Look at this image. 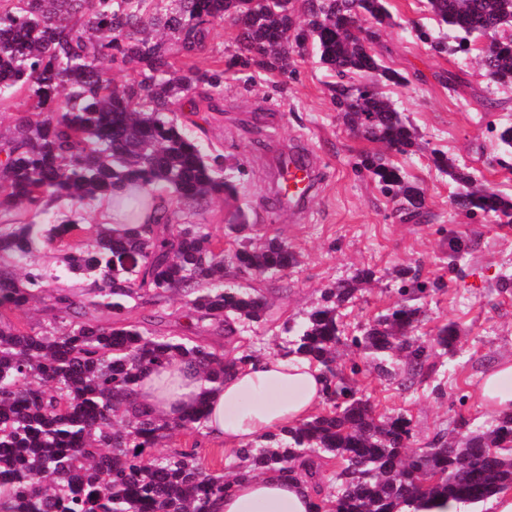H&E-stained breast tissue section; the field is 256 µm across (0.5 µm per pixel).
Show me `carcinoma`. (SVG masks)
Returning a JSON list of instances; mask_svg holds the SVG:
<instances>
[{"label":"carcinoma","instance_id":"obj_1","mask_svg":"<svg viewBox=\"0 0 512 512\" xmlns=\"http://www.w3.org/2000/svg\"><path fill=\"white\" fill-rule=\"evenodd\" d=\"M387 0H306L297 23L293 0H0V102L27 93L30 104L14 119L0 150V212L51 204L83 207L121 184L136 188L118 206L128 221L150 205L147 195L167 193L160 222L115 230L97 225L94 243L69 251L61 264L29 262L41 243L82 230L80 216L60 224L34 220L0 224V512H211L232 490L224 475L207 470L194 453L155 456L152 449L175 431L204 423V403L167 420L133 406L129 397L146 371L175 360L193 362L214 386L224 382V355L202 339L164 336L128 320L131 299L180 295L195 326L207 321H262L266 297L224 285V261L246 273H280L297 258L288 245L249 238L224 256L199 224L176 222L177 209L235 191L239 168L224 171V155L189 138L177 112L191 88L220 94L224 70L177 74L171 58L204 50L215 24L238 27L234 65L261 64L292 72L296 49L312 41L337 81L332 101L344 123L388 150L408 153L415 130L378 91L405 78L382 65L370 41L347 28L352 18L389 24ZM438 35L417 26L414 37L438 54L470 52V37L488 36L478 57L483 75L512 85V0H428ZM455 33L449 45L446 31ZM107 60L131 72L117 84ZM363 74L366 83H352ZM435 167L464 187L457 209L512 223V200L487 187L448 156ZM356 169L377 181L401 209L420 210L425 192L405 179L382 152H367ZM70 279L87 285L76 297L51 285ZM425 285L411 277L402 303L375 318L355 343L389 376L386 358L406 359V380L423 375L426 347L409 336L419 322ZM355 288L342 281L303 321L285 328L287 355L303 357L329 374L332 409L239 450L244 475L279 468L313 475V458L328 454L342 464L329 512H423L434 500L478 506L512 488V412L485 431L459 432L440 448L407 452L411 421L379 415L346 382H336L340 309ZM48 326L25 330L9 318L43 295Z\"/></svg>","mask_w":512,"mask_h":512}]
</instances>
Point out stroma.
I'll return each instance as SVG.
<instances>
[{"label":"stroma","mask_w":512,"mask_h":512,"mask_svg":"<svg viewBox=\"0 0 512 512\" xmlns=\"http://www.w3.org/2000/svg\"><path fill=\"white\" fill-rule=\"evenodd\" d=\"M387 8L392 22L382 28L373 51L407 82L388 83L381 90L408 116L419 143L411 153L392 151L388 157L424 189L420 213L400 212L376 181L355 171L359 155L375 145L350 130L336 111L329 93L332 76L313 44L295 55L291 74L243 71L228 65L238 50L237 29L223 22L214 27L206 50L174 58L176 69L186 75L224 71L222 96L198 101L196 110H182L178 123L228 163L240 164L244 173L234 195L184 208L182 220L203 225L230 250L235 245L230 227L244 216L254 243L277 238L298 257L295 267L276 276L252 275L225 264V283L269 301L264 321L236 323L228 337L212 330L203 334L228 361L245 354L281 355L284 324L302 320L336 282L353 279L363 268L374 270L373 280L359 283L340 310L337 370L377 413L411 419V446L417 449L455 436L461 422L474 429L489 420L492 413L479 396L481 382L501 359L512 358V290L500 287L502 275L512 274V224L460 213L452 202L458 184L436 170L431 156L432 149L443 151L478 183L512 199V154L502 155L496 139L500 127L512 125V85L488 83L475 54H438L417 41L414 24L434 23L427 0H387ZM291 143L312 153L320 171L317 189L299 216L275 206L274 160ZM460 238L471 248L449 264L452 245ZM404 270L440 284L423 299L414 331L432 346L428 374L411 386L401 383L403 365H396L395 376H378L352 343L353 336L396 304ZM183 306L175 294L156 304L136 299L128 316L162 334L196 336ZM449 323L459 332L451 352L433 344L438 327ZM192 450L228 477L239 463L236 453L203 432L174 433L156 452Z\"/></svg>","instance_id":"35a3bbf8"}]
</instances>
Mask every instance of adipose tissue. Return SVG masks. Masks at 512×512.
<instances>
[{"label":"adipose tissue","mask_w":512,"mask_h":512,"mask_svg":"<svg viewBox=\"0 0 512 512\" xmlns=\"http://www.w3.org/2000/svg\"><path fill=\"white\" fill-rule=\"evenodd\" d=\"M325 394L320 366L297 356L265 357L234 367L211 391L199 368L187 361L145 373L135 388L139 406L166 419L183 417L205 402L208 433L231 447L309 420ZM481 394L492 410L512 411V361L501 362L485 376ZM316 506L312 482L273 470L235 480L212 512H315Z\"/></svg>","instance_id":"adipose-tissue-1"}]
</instances>
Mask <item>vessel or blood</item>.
<instances>
[{
	"instance_id": "b4317fda",
	"label": "vessel or blood",
	"mask_w": 512,
	"mask_h": 512,
	"mask_svg": "<svg viewBox=\"0 0 512 512\" xmlns=\"http://www.w3.org/2000/svg\"><path fill=\"white\" fill-rule=\"evenodd\" d=\"M275 172L279 206L300 211L316 187L317 172L311 155L299 148L288 149L279 155Z\"/></svg>"
}]
</instances>
